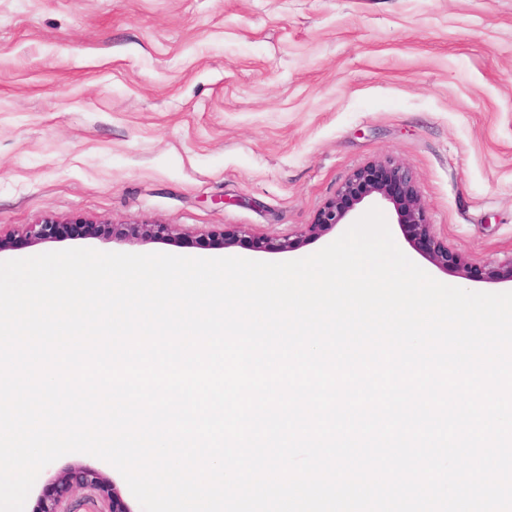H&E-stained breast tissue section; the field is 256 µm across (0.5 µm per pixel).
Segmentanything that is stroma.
Segmentation results:
<instances>
[{
    "label": "stroma",
    "instance_id": "35a3bbf8",
    "mask_svg": "<svg viewBox=\"0 0 512 512\" xmlns=\"http://www.w3.org/2000/svg\"><path fill=\"white\" fill-rule=\"evenodd\" d=\"M394 160L436 237L468 263L512 258V0H0V232L45 220L175 224L172 242L15 241L0 261L70 248L276 262L252 238L302 239L359 168ZM398 247L434 279L392 204ZM246 236L219 247L213 233ZM65 455L24 512L74 467Z\"/></svg>",
    "mask_w": 512,
    "mask_h": 512
}]
</instances>
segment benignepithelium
<instances>
[{
  "mask_svg": "<svg viewBox=\"0 0 512 512\" xmlns=\"http://www.w3.org/2000/svg\"><path fill=\"white\" fill-rule=\"evenodd\" d=\"M373 194L391 203L397 215V224L410 233L427 260L445 273L464 271L469 280L486 284L512 283V259L505 263L489 264L480 271H472L465 258L439 242L426 218L425 206L418 186L409 171L401 164L386 160L356 170L319 211L315 222L308 225L304 237L318 239L340 224L347 223L355 205ZM81 235L95 238L112 229L118 239L131 244L170 241L179 238L178 230L171 224H123L113 228L109 224L88 221L76 223ZM64 227L45 220L29 224L19 236L32 245L55 240L62 236ZM298 242L288 237H258L253 248L261 252L287 253L297 248ZM91 489L110 504L108 512H127L116 501L108 480L98 471L75 468L56 483L55 492L41 501L38 512H61V499L74 489Z\"/></svg>",
  "mask_w": 512,
  "mask_h": 512,
  "instance_id": "obj_1",
  "label": "benign epithelium"
}]
</instances>
